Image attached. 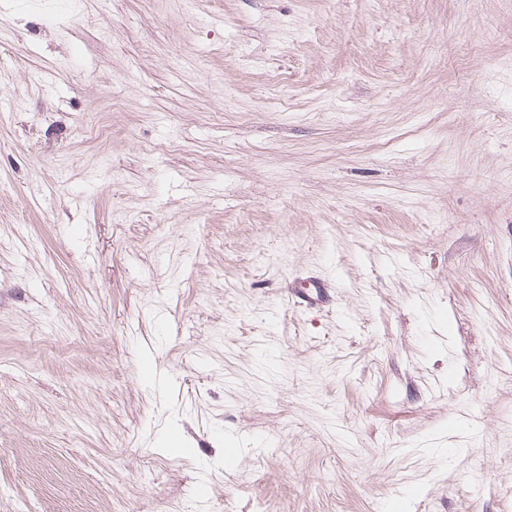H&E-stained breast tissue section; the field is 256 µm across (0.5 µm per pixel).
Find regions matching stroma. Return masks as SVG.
I'll return each instance as SVG.
<instances>
[{"label":"stroma","instance_id":"35a3bbf8","mask_svg":"<svg viewBox=\"0 0 512 512\" xmlns=\"http://www.w3.org/2000/svg\"><path fill=\"white\" fill-rule=\"evenodd\" d=\"M391 504L512 512V0H0V512Z\"/></svg>","mask_w":512,"mask_h":512}]
</instances>
